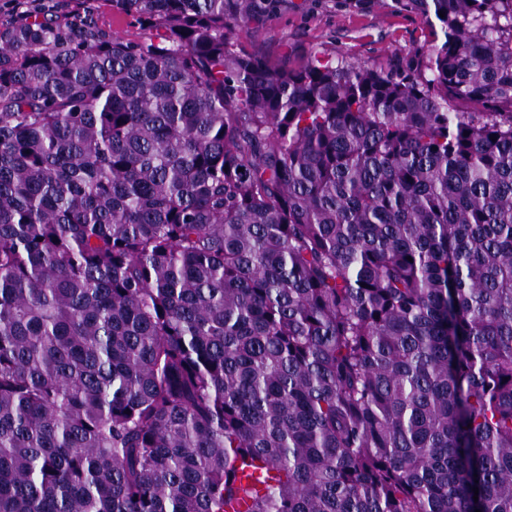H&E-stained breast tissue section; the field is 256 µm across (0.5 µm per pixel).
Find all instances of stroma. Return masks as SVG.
I'll return each instance as SVG.
<instances>
[{"instance_id": "stroma-1", "label": "stroma", "mask_w": 512, "mask_h": 512, "mask_svg": "<svg viewBox=\"0 0 512 512\" xmlns=\"http://www.w3.org/2000/svg\"><path fill=\"white\" fill-rule=\"evenodd\" d=\"M231 40L278 67L329 55L382 70L441 42L421 13L400 0H262L255 19L236 28Z\"/></svg>"}]
</instances>
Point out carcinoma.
Wrapping results in <instances>:
<instances>
[{
	"mask_svg": "<svg viewBox=\"0 0 512 512\" xmlns=\"http://www.w3.org/2000/svg\"><path fill=\"white\" fill-rule=\"evenodd\" d=\"M111 2L0 26V512H512V0L392 70ZM94 16L99 25L125 38L134 39L140 32L132 18L112 8L110 1L98 0L95 3Z\"/></svg>",
	"mask_w": 512,
	"mask_h": 512,
	"instance_id": "carcinoma-1",
	"label": "carcinoma"
}]
</instances>
